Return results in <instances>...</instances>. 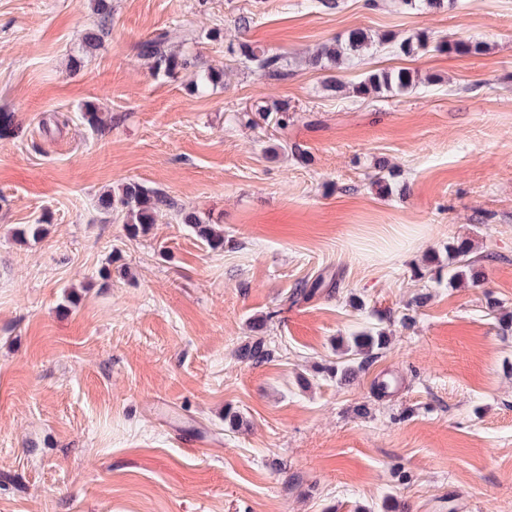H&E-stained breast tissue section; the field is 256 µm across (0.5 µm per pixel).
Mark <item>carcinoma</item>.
Here are the masks:
<instances>
[{"instance_id": "1", "label": "carcinoma", "mask_w": 512, "mask_h": 512, "mask_svg": "<svg viewBox=\"0 0 512 512\" xmlns=\"http://www.w3.org/2000/svg\"><path fill=\"white\" fill-rule=\"evenodd\" d=\"M99 21L97 28L89 30L84 36V44L88 48L97 46L101 33L107 29L112 21L111 0H93ZM172 36L169 31H162L154 38L140 44L139 55L148 61L152 74L156 77L174 79L184 70H195V81L190 85V91L204 94L211 87L224 84V69L210 64H200L198 60L189 58L171 48ZM392 41V37L384 34L373 36L364 29L351 30L344 40H337L325 45L314 55L309 63L321 70H335L346 62L362 56L378 44ZM428 42L424 35L418 34L406 38L398 44V50L404 55H413L427 48ZM435 50L442 53H455L461 55L480 54L484 45L480 42L455 40L441 41ZM230 52H236L245 61L254 67L259 77L267 80H282L288 77V68L284 64V57L269 50L255 47L241 41L238 47H229ZM416 84V76L407 69L378 70L369 73L363 81L353 88V93L360 98L377 97L386 92L404 91ZM291 116L288 108L274 104L266 109L264 120L273 121L275 125L284 128L288 126ZM81 120L85 128L93 133L104 130L112 122V115L104 112L94 104L85 105L81 113ZM394 171L389 169L386 162L379 163V173L374 177L373 184L383 194L392 193L390 178ZM99 207L107 214L123 215L125 229L128 237L137 238L150 230L156 223L158 214L164 209H171L174 203L158 189L150 188L145 184L129 180L121 185L119 192H107L98 200ZM182 223L191 224L199 238L207 243L214 251L224 249V233L213 225L202 221L195 213L185 212L181 216ZM455 268L449 272V282L460 278H469L471 284L478 287L485 280L482 267L470 257V250L462 242L453 248ZM334 284V279L320 274L308 288H301L299 292L291 293L288 297L290 303L298 301V297L314 295L321 288ZM388 337L382 332L364 331L352 337L350 344L339 353L336 365L329 368L339 380L351 382L356 377V369L369 364L379 351L385 349ZM241 356L255 363L269 359V350L265 348L263 340L258 339L241 349Z\"/></svg>"}]
</instances>
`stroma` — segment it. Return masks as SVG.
Here are the masks:
<instances>
[{
    "instance_id": "35a3bbf8",
    "label": "stroma",
    "mask_w": 512,
    "mask_h": 512,
    "mask_svg": "<svg viewBox=\"0 0 512 512\" xmlns=\"http://www.w3.org/2000/svg\"><path fill=\"white\" fill-rule=\"evenodd\" d=\"M97 24L92 0H0V512H512V331L486 309L512 313V0H112L86 51ZM355 28L488 49L378 45L327 91L309 59ZM176 29L223 85L151 74L139 45ZM242 40L288 78L259 79L227 51ZM399 68L414 88L353 96ZM89 103L112 114L102 133L81 123ZM272 103L287 128L259 117ZM129 179L178 205L135 239L97 207ZM38 220L46 234L20 240ZM464 239L483 285L427 277ZM321 273L337 286L287 303ZM269 312L270 359L241 358ZM370 329L387 349L339 383L326 365ZM99 21L97 29L86 32L84 36V44L88 48L96 47L100 41L101 33L107 29L112 21V4L111 0H93ZM183 224H192L199 238L207 243L214 251L224 248V233L217 230L213 224L202 221L194 212H185L181 216Z\"/></svg>"
}]
</instances>
